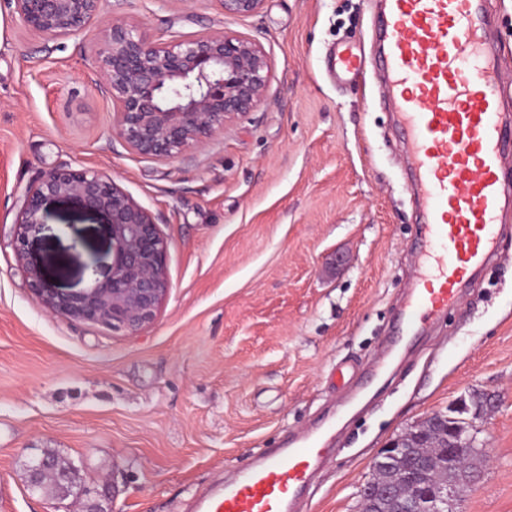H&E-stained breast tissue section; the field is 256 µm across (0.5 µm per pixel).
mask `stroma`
<instances>
[{"mask_svg": "<svg viewBox=\"0 0 512 512\" xmlns=\"http://www.w3.org/2000/svg\"><path fill=\"white\" fill-rule=\"evenodd\" d=\"M512 111V0H488ZM377 0H102L49 39L0 0V512H66L31 493L44 451L81 467L101 512H195L250 458L325 434L333 452L301 512H358L381 448L479 391L465 414L486 456L454 512H512V212L461 303L391 341L417 259L418 213L395 117L372 73L339 83L336 46L373 50ZM159 42L229 31L274 65L263 104L205 143L154 161L116 137L95 52L112 17ZM61 165L111 174L162 217L168 296L135 335L46 313L11 241L26 190ZM28 257L62 293L105 280L104 215L46 202Z\"/></svg>", "mask_w": 512, "mask_h": 512, "instance_id": "obj_1", "label": "stroma"}]
</instances>
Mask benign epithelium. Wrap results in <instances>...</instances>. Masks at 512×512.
Wrapping results in <instances>:
<instances>
[{
  "label": "benign epithelium",
  "instance_id": "obj_1",
  "mask_svg": "<svg viewBox=\"0 0 512 512\" xmlns=\"http://www.w3.org/2000/svg\"><path fill=\"white\" fill-rule=\"evenodd\" d=\"M224 13H256L263 0H218ZM28 29L51 39L85 28L100 12L101 0H10ZM98 64L114 104V129L138 155L165 161L192 144H202L227 124L265 100L271 64L262 47L234 32H212L171 44L157 43L137 26L112 18L97 52ZM76 197L108 219L112 240L109 277L70 294L52 288L41 268L30 262V236L45 224L44 203ZM12 248L32 297L53 314L136 334L151 325L169 292L167 243L157 219L104 172L58 167L44 172L25 193ZM438 426L417 431L419 443L398 436L381 453L411 459L392 493L424 498L461 496L470 483L456 481L433 490L424 485L428 457L415 448H438ZM53 477L70 480L60 461L44 454L31 461L26 482ZM370 512H379L382 492L366 483L360 490Z\"/></svg>",
  "mask_w": 512,
  "mask_h": 512
}]
</instances>
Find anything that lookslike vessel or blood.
<instances>
[{"mask_svg":"<svg viewBox=\"0 0 512 512\" xmlns=\"http://www.w3.org/2000/svg\"><path fill=\"white\" fill-rule=\"evenodd\" d=\"M383 75L416 173L424 222L417 276L399 336L416 335L425 318L457 304L468 279L498 242L512 184L502 168L512 155V121L502 111V71L488 33L485 0H380ZM354 46L337 48L336 78L359 73ZM326 450L318 440L277 449L244 465L200 512H294Z\"/></svg>","mask_w":512,"mask_h":512,"instance_id":"1","label":"vessel or blood"}]
</instances>
